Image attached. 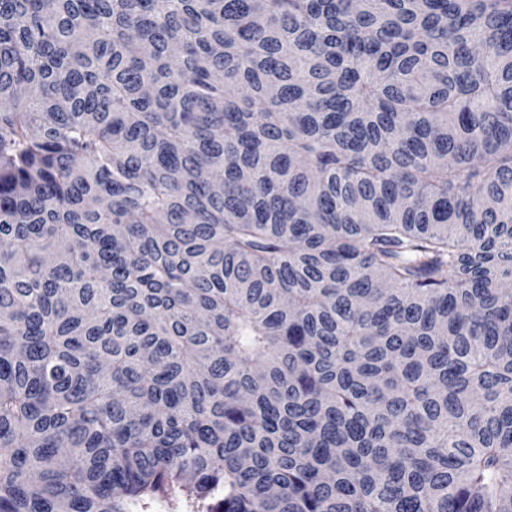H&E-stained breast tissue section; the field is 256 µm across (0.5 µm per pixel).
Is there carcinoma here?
<instances>
[{
  "mask_svg": "<svg viewBox=\"0 0 512 512\" xmlns=\"http://www.w3.org/2000/svg\"><path fill=\"white\" fill-rule=\"evenodd\" d=\"M512 0H0V512H512Z\"/></svg>",
  "mask_w": 512,
  "mask_h": 512,
  "instance_id": "obj_1",
  "label": "carcinoma"
}]
</instances>
